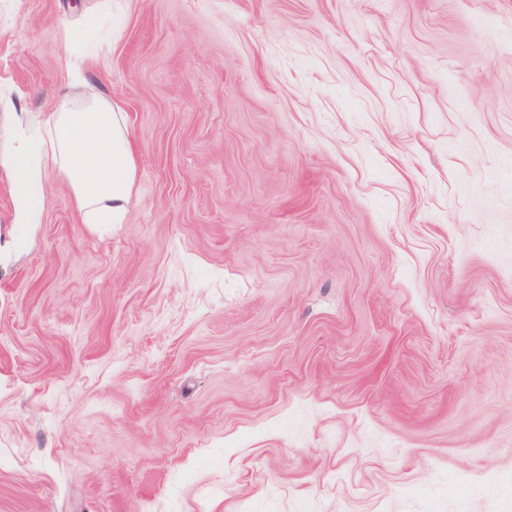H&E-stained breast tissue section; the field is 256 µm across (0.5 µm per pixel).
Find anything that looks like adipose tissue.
Here are the masks:
<instances>
[{"label": "adipose tissue", "instance_id": "obj_1", "mask_svg": "<svg viewBox=\"0 0 512 512\" xmlns=\"http://www.w3.org/2000/svg\"><path fill=\"white\" fill-rule=\"evenodd\" d=\"M42 124L43 132L10 162L22 223L39 218L42 174L48 170L66 178L83 223H118L131 200L137 167L120 106L99 95L66 100Z\"/></svg>", "mask_w": 512, "mask_h": 512}]
</instances>
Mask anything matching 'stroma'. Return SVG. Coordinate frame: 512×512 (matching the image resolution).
Masks as SVG:
<instances>
[{
  "label": "stroma",
  "mask_w": 512,
  "mask_h": 512,
  "mask_svg": "<svg viewBox=\"0 0 512 512\" xmlns=\"http://www.w3.org/2000/svg\"><path fill=\"white\" fill-rule=\"evenodd\" d=\"M0 512H512V0H0ZM42 124L44 132L10 162L21 223H37L46 170L64 175L83 223H119L133 194L137 167L120 106L99 95L77 103L64 100Z\"/></svg>",
  "instance_id": "stroma-1"
}]
</instances>
